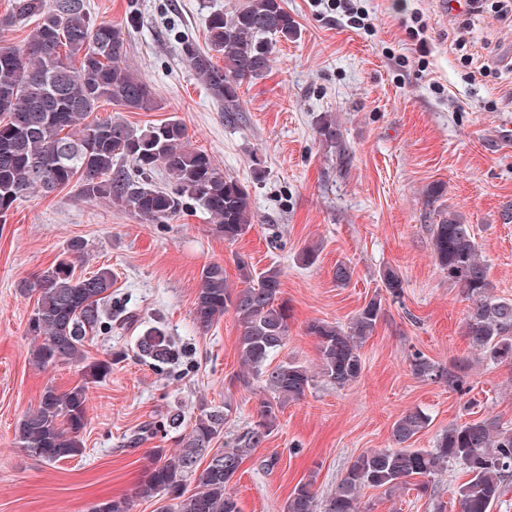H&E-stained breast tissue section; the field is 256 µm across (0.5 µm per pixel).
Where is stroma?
Here are the masks:
<instances>
[{
	"mask_svg": "<svg viewBox=\"0 0 512 512\" xmlns=\"http://www.w3.org/2000/svg\"><path fill=\"white\" fill-rule=\"evenodd\" d=\"M242 0H88L99 22L138 24L127 63L152 86L160 104L129 112L99 102L98 118L142 128L183 121L192 147L244 184L253 220L233 243L213 220L186 202L162 224L141 223L109 202H88L69 185L17 201L0 222V512H90L94 504L131 494L152 449L174 452L178 433L170 410L185 417L200 406L232 411L225 432L250 422L263 396L261 382L239 387V327L226 313L206 331L194 321L205 264L223 265L239 286L235 256L256 270L278 266L288 303V343L279 360L315 372L316 341L308 323L342 326L371 298L383 313L362 347L364 370L339 388L323 377L288 403L277 429L247 459L231 483L241 512H283L300 484L317 500L331 495L349 463L368 449L392 447L393 423L420 409L429 425L416 447H432L451 424L485 417L512 428V364L489 363L463 334L469 302L435 264L429 227L442 212L470 224L497 297L512 299V22L492 9L466 15L437 0H357L372 31L349 27L327 0H285L297 34L274 42L269 71L241 84L239 109L224 117V102L196 76L190 58L206 41L210 12H232ZM497 62L496 71L479 68ZM336 121V144L321 142L317 115ZM443 196L429 202L431 188ZM87 245L76 263L85 275L112 270V313L123 328L88 346L89 357H124L88 390L85 453L52 464L14 441L15 426L46 385L78 383L73 366L45 371L29 363L28 323L36 294L25 284L49 267L71 240ZM317 247L303 264L304 248ZM351 280L338 286L337 264ZM394 268L403 294L384 296L380 273ZM161 325L181 352L179 361L142 359L143 330ZM448 366L463 360L467 394L415 376L413 353ZM460 465L435 481L433 497L413 488L361 491V512H432L434 502L457 512Z\"/></svg>",
	"mask_w": 512,
	"mask_h": 512,
	"instance_id": "obj_1",
	"label": "stroma"
}]
</instances>
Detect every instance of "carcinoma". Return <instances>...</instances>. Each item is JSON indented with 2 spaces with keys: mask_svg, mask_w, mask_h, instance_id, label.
Instances as JSON below:
<instances>
[{
  "mask_svg": "<svg viewBox=\"0 0 512 512\" xmlns=\"http://www.w3.org/2000/svg\"><path fill=\"white\" fill-rule=\"evenodd\" d=\"M28 20L36 21V26L24 43L16 45L0 37V218L17 201L41 193L32 165L47 156L48 144L56 142L69 148L57 161L58 180L65 186L77 181L79 195L86 201L107 200L132 211L145 224H162L183 201L191 200L216 220L214 231L224 240L234 242L249 231V193L209 154L191 147L183 122L171 119L134 128L120 120L90 119L102 99L129 110L158 108L151 86L126 64L128 31L138 21L135 15L125 26L97 24L86 0H14L13 11L0 17V31ZM295 34L284 0H246L233 12L210 15L207 51L193 54L191 64L198 78L224 100V111L235 112L241 83L269 70L273 39ZM216 55L224 61L221 69L212 62ZM315 128L322 142L336 143V123L328 115L319 116ZM159 166L168 176L165 189L148 183ZM429 232L440 270L471 301L463 324L470 346L493 363L512 364V299L492 294L472 226L450 211L430 225ZM84 252L82 240L72 241L66 256L29 285L37 294L29 320L35 341L29 361L41 370L70 365L82 372L81 382L64 391L46 386L37 405L15 428L19 447L49 463L84 454L89 385L104 381L118 358L110 354L88 360V343L112 332L105 302L112 295L113 277L112 270L103 267L75 275L74 260ZM235 265L242 288L231 286L224 266L202 267L194 321L206 331L224 313L233 312L245 367L237 382L248 388L252 380L260 379L268 396L258 402V420L239 428L203 468L201 457L224 436L231 402H224L222 411L200 407L187 427L181 414L170 417V428L184 429L180 449L171 456L154 449L155 460L134 493V498H160L158 512H240L230 483L244 460L277 428L285 406L304 397L314 381L310 371L296 362L271 365L288 341L289 309L281 298L280 268L272 265L258 272L241 256ZM380 279L391 297L401 295L403 280L395 269H383ZM381 316V299L374 297L346 327L320 320L308 324L307 333L317 341L324 380L342 388L361 376L362 345ZM139 350L161 364L173 363L179 356V349L159 326L146 330ZM410 366L420 378L442 380L460 393L466 389L457 364L443 368L416 352ZM428 425L424 412L406 411L392 426L395 447L357 455L321 505L307 485L297 486L285 512H359L362 489L391 493L411 479L425 494L451 463L463 466L468 475L455 491L460 512H493L512 486V429L486 417L449 425L432 448L412 447V439ZM132 507L133 498L121 497L94 505L92 512H131Z\"/></svg>",
  "mask_w": 512,
  "mask_h": 512,
  "instance_id": "cac0c4a2",
  "label": "carcinoma"
}]
</instances>
